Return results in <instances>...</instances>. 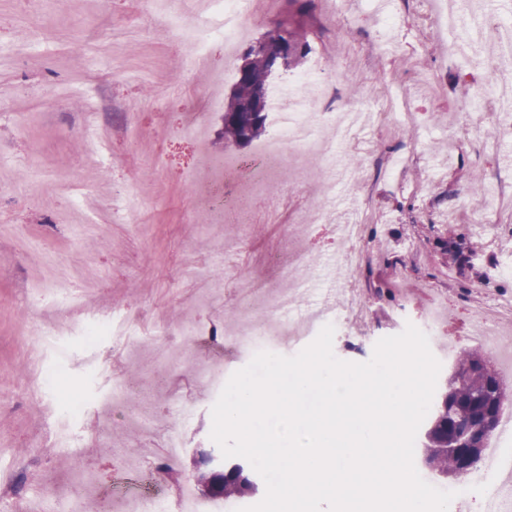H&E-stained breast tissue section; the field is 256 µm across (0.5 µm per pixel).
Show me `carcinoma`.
I'll use <instances>...</instances> for the list:
<instances>
[{
    "mask_svg": "<svg viewBox=\"0 0 512 512\" xmlns=\"http://www.w3.org/2000/svg\"><path fill=\"white\" fill-rule=\"evenodd\" d=\"M283 17L262 39L248 46L243 58L248 60L251 78H237L224 109V141L247 147L264 132L267 117L255 119L248 112L258 89L267 86L268 43L284 40L291 47L288 66L296 65L311 51L316 21L313 0H283ZM512 406V395L504 388V380L486 362L484 351L473 347L454 358L448 384L424 432V462L436 474L457 481L469 478L482 456L473 448L486 438L485 429L496 428L497 422H486L491 413ZM257 491L251 470L232 463L225 469L220 499H243Z\"/></svg>",
    "mask_w": 512,
    "mask_h": 512,
    "instance_id": "1",
    "label": "carcinoma"
}]
</instances>
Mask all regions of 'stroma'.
<instances>
[{
	"label": "stroma",
	"mask_w": 512,
	"mask_h": 512,
	"mask_svg": "<svg viewBox=\"0 0 512 512\" xmlns=\"http://www.w3.org/2000/svg\"><path fill=\"white\" fill-rule=\"evenodd\" d=\"M385 10L393 23L386 32L359 5L340 23L315 8L319 31L311 45L338 80L336 110L386 100L402 83L427 138L397 123L364 128L368 153L343 149L330 166L300 158L261 186L241 185L248 207L218 217L199 182L205 158L226 151L223 114L211 111L210 101L229 98L240 54L225 55L219 42L202 65L185 68L184 33L153 15L147 0H0V463L52 490L56 512H85L89 503L96 512H117L105 489L127 459H153L168 432L184 441L175 469L197 482L198 451L217 449L211 410L221 393L198 367H219L228 378L254 356L237 342L251 318L225 296L227 275L263 282L271 294L300 289L295 314L305 326L312 313L341 311L335 264L348 247L332 227L350 203L367 212V261L349 279L370 302L375 328L360 348L334 342L339 359L368 361L378 340L419 324L439 302L447 315L429 342L441 378H448L447 350L467 349L477 309H492L499 295L512 292V278L496 273L512 261V137L501 138L491 121L470 134L464 118L470 106L489 112L478 100L489 77L451 53L430 0H389ZM219 69L231 77L217 84L212 73ZM89 98L95 111L85 108ZM194 113L206 119L197 140L179 133ZM93 132L109 140L106 163L88 153ZM492 136L501 139L495 153L483 147ZM130 196L143 204L137 224L121 219ZM315 205L326 206L328 231L308 222ZM479 224L492 225V244L458 264L445 243L473 242ZM270 251L283 266L264 261ZM299 251L309 264L295 271L289 261ZM52 262L68 275L57 294L82 286L78 310L41 304ZM113 309L143 320L145 333L130 350L113 352L108 337L93 346L82 334L87 316ZM62 320L72 322L71 332L45 351L57 382L34 392L26 351L41 330ZM159 320L205 332L221 326L226 340L176 336L175 354L161 359L151 333ZM116 376L134 381L127 405L147 404L152 432L107 406ZM73 396L86 404L79 424L87 444L39 454L53 429L45 405L62 419ZM186 405L194 414L187 427ZM81 471L97 485L77 500L69 490Z\"/></svg>",
	"instance_id": "35a3bbf8"
}]
</instances>
